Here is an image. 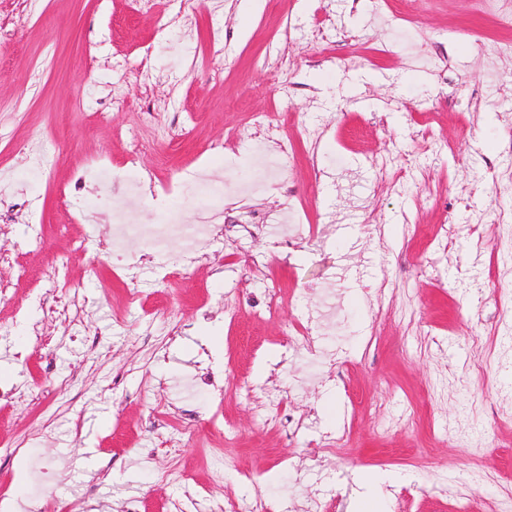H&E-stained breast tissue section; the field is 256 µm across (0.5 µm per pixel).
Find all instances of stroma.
<instances>
[{
    "label": "stroma",
    "mask_w": 512,
    "mask_h": 512,
    "mask_svg": "<svg viewBox=\"0 0 512 512\" xmlns=\"http://www.w3.org/2000/svg\"><path fill=\"white\" fill-rule=\"evenodd\" d=\"M1 33L8 512L256 495L353 512L360 493L384 512H460L512 495V15L475 0H0ZM259 112L284 118L296 151L273 185L252 158ZM35 149L56 165L35 168ZM133 180L144 201L114 249ZM240 181L263 190L237 196ZM286 208L291 248L268 226ZM167 211L220 231L189 255L177 239L152 251L144 230Z\"/></svg>",
    "instance_id": "obj_1"
}]
</instances>
